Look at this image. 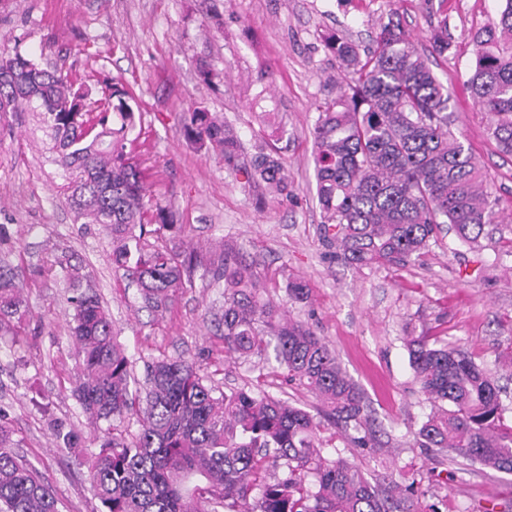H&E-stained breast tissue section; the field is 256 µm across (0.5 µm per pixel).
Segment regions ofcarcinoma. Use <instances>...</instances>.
Returning a JSON list of instances; mask_svg holds the SVG:
<instances>
[{
	"instance_id": "obj_1",
	"label": "carcinoma",
	"mask_w": 512,
	"mask_h": 512,
	"mask_svg": "<svg viewBox=\"0 0 512 512\" xmlns=\"http://www.w3.org/2000/svg\"><path fill=\"white\" fill-rule=\"evenodd\" d=\"M472 35L468 90L490 118L499 150L512 156V0ZM326 48L344 74L339 92L318 107L313 126L321 241L336 260L356 267L403 265L437 241L443 225L479 244L497 223L496 202L472 152L456 135L448 89L398 23L382 25L366 56L334 35ZM433 49L448 51L446 19ZM130 94L116 78L103 97L58 69L14 48L0 50V112L23 107L42 115L50 152L63 168L67 202L112 238V261L136 282L142 307L167 310L191 282L193 250L169 245L168 211L147 198L135 160L136 120ZM184 135L215 148L233 166L240 142L202 108L180 114ZM254 172L278 194L288 176L267 140ZM78 295L72 339L80 360L73 395L91 423L112 422V437L88 462L102 512H416L408 489L381 488L340 453L325 451L310 412L264 391H222L193 363L153 360L143 403L130 397L133 360L114 339L112 320L95 293ZM224 283V353L273 360L288 381L313 393L358 448L371 441L363 395L325 339L264 296L252 265L226 248L214 272ZM26 313L11 272L0 266V335L15 333ZM411 366L431 411L417 437L436 448L512 473V428L502 424L500 388L464 350L438 340L407 342ZM0 422V512H61L48 480L16 452Z\"/></svg>"
}]
</instances>
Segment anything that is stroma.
<instances>
[{
    "label": "stroma",
    "mask_w": 512,
    "mask_h": 512,
    "mask_svg": "<svg viewBox=\"0 0 512 512\" xmlns=\"http://www.w3.org/2000/svg\"><path fill=\"white\" fill-rule=\"evenodd\" d=\"M499 7V0H0V46L92 84L120 79L133 94L149 194L172 216L173 244L193 247L204 261L231 245L277 302L287 299V279L304 281L309 299L290 305L291 316L335 350L374 419L372 446L355 447L313 394L272 365L225 359L224 291L201 275L166 312L139 308L136 288L112 267L111 239L68 205L38 114L0 112V261L13 268L27 305L16 337L0 338V420L51 483L62 512H100L85 460L105 436L72 395L73 310L63 276L48 271L66 259L108 309L137 380L153 359H187L216 387L259 388L304 407L317 417L320 438L371 482L414 486L419 512H512V474L417 443L430 404L407 349L412 336L462 348L502 387L503 423L512 426V157L499 152L488 117L464 86L474 61L470 36ZM443 17L450 46L432 68L458 115L455 133L487 172L501 221L474 249L444 232L400 266L338 262L320 239L315 197L312 128L318 105L336 95L327 81L336 62L324 41L335 34L366 51L392 18L427 54ZM202 61L215 73L211 82L198 77ZM195 107L236 129L243 147L237 168L184 137L179 115ZM266 112L282 126L276 146L288 171L287 197L270 195L249 176ZM55 421L73 429L76 447L56 446Z\"/></svg>",
    "instance_id": "obj_1"
}]
</instances>
